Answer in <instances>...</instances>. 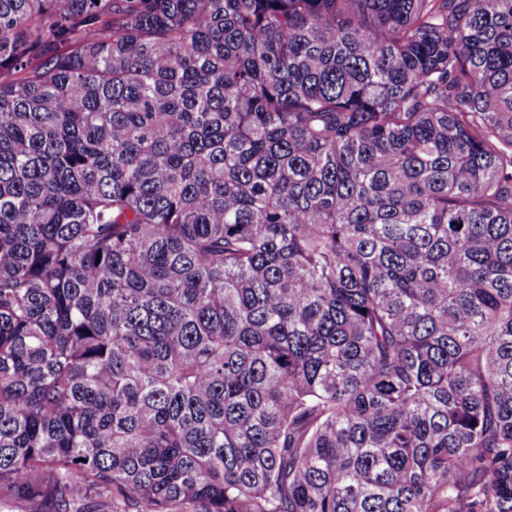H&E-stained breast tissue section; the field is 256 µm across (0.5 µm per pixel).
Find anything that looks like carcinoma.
Listing matches in <instances>:
<instances>
[{
	"label": "carcinoma",
	"mask_w": 512,
	"mask_h": 512,
	"mask_svg": "<svg viewBox=\"0 0 512 512\" xmlns=\"http://www.w3.org/2000/svg\"><path fill=\"white\" fill-rule=\"evenodd\" d=\"M512 512V0H0V505Z\"/></svg>",
	"instance_id": "obj_1"
}]
</instances>
